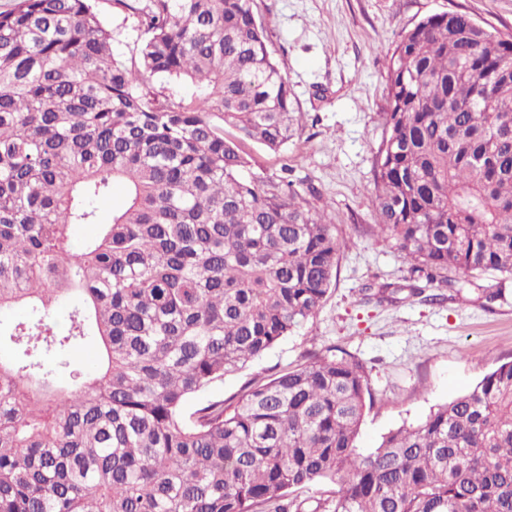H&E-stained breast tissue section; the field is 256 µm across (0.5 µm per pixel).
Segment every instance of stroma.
<instances>
[{"label": "stroma", "instance_id": "1", "mask_svg": "<svg viewBox=\"0 0 512 512\" xmlns=\"http://www.w3.org/2000/svg\"><path fill=\"white\" fill-rule=\"evenodd\" d=\"M95 6L112 31L114 53H129L141 38L134 19L112 0ZM252 9L302 113L282 152L247 144L254 169L276 174L289 167L310 208L330 203L336 233L350 246L318 314L225 376L216 392L228 398L309 352L345 350L364 364L374 393L356 439L367 453L388 431L424 418L512 360V296L484 307L481 289L496 285L488 275L458 292L431 285L426 299L400 292L410 263L374 230L371 202L375 152L385 135V56L398 36L427 15L457 9L511 33L512 0H253ZM382 285L397 287L394 301L372 300Z\"/></svg>", "mask_w": 512, "mask_h": 512}]
</instances>
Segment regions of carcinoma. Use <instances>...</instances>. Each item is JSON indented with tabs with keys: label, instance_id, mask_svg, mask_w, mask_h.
<instances>
[{
	"label": "carcinoma",
	"instance_id": "obj_1",
	"mask_svg": "<svg viewBox=\"0 0 512 512\" xmlns=\"http://www.w3.org/2000/svg\"><path fill=\"white\" fill-rule=\"evenodd\" d=\"M114 4L143 31L128 56L93 0L0 11V311L27 310L0 331V512H512V360L366 454L346 352L210 394L318 313L347 242L243 149L278 153L298 123L252 0ZM384 115L374 229L409 295L512 280V40L423 18ZM79 224L100 232L76 244ZM84 345L91 371L68 357Z\"/></svg>",
	"mask_w": 512,
	"mask_h": 512
}]
</instances>
